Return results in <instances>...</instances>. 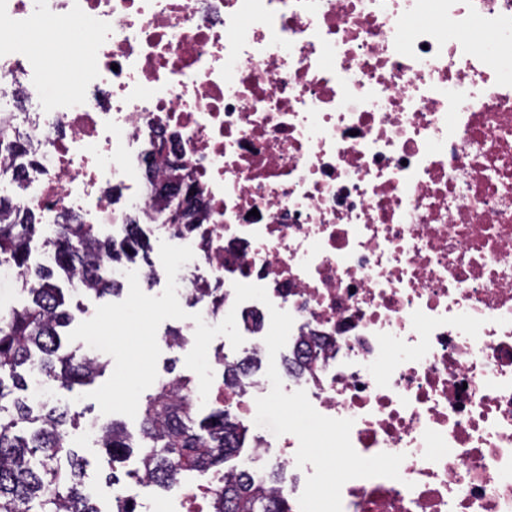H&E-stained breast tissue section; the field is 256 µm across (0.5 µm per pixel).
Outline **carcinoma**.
Wrapping results in <instances>:
<instances>
[{"label": "carcinoma", "instance_id": "1", "mask_svg": "<svg viewBox=\"0 0 512 512\" xmlns=\"http://www.w3.org/2000/svg\"><path fill=\"white\" fill-rule=\"evenodd\" d=\"M155 158L149 171L165 170L167 180L186 179L181 167L167 163L158 148L145 158ZM35 232L34 215L0 197V261H8L24 277L29 301L0 319V512H98L84 494L72 458L68 412L35 409L14 392L43 375L68 391L90 385L103 366L89 356L61 352L59 328L70 320L61 309L53 279L62 271L93 281L89 291L102 296L119 291L118 284L94 276L99 263L121 262L148 248V242L128 230L121 242L101 238L85 224L57 225L52 246L55 264L33 267L30 248ZM257 364L229 363L224 373L239 382ZM140 467L126 472L138 483H173L188 471L205 472L222 465L242 448L246 431L228 410L196 419L190 398L181 393L177 379L161 380L142 412ZM98 444L117 462L130 451L122 425L101 427ZM215 512H290L283 477L274 472L267 483L235 468L224 470V485L214 493Z\"/></svg>", "mask_w": 512, "mask_h": 512}]
</instances>
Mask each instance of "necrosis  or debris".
Returning <instances> with one entry per match:
<instances>
[{"instance_id":"necrosis-or-debris-1","label":"necrosis or debris","mask_w":512,"mask_h":512,"mask_svg":"<svg viewBox=\"0 0 512 512\" xmlns=\"http://www.w3.org/2000/svg\"><path fill=\"white\" fill-rule=\"evenodd\" d=\"M0 19V194L22 169L45 236L68 214L191 246L179 299L235 313L249 356L270 307L290 313L284 392L352 420L361 456L404 457L345 483L342 512H512V0H0ZM39 19L68 31L54 94ZM163 140L195 223L146 221ZM238 282L268 302L236 303ZM224 359L212 344L208 398L183 380L192 409L250 421L271 384L226 383ZM298 446L258 437L245 465L283 473L290 512L314 472ZM223 477L136 512H212Z\"/></svg>"}]
</instances>
